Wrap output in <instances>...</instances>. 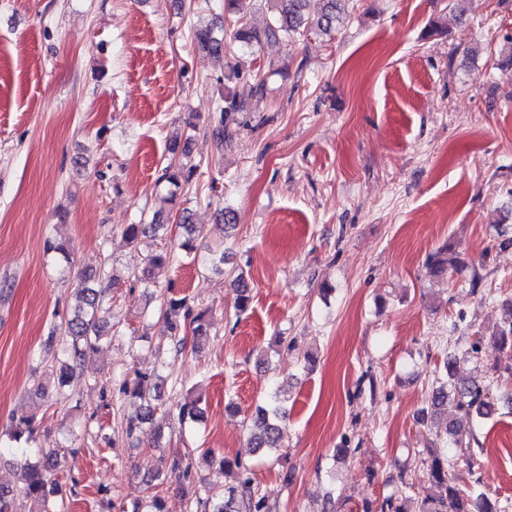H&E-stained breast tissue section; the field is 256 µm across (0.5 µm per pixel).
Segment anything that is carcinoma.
I'll list each match as a JSON object with an SVG mask.
<instances>
[{
    "mask_svg": "<svg viewBox=\"0 0 512 512\" xmlns=\"http://www.w3.org/2000/svg\"><path fill=\"white\" fill-rule=\"evenodd\" d=\"M267 5L268 21L262 27L251 23V16L257 3ZM346 0H225L224 17L226 26L231 29L233 41L253 51L272 39L283 36L314 34L329 36L336 31L345 13ZM195 38L199 49L214 56L224 54V36L215 34L208 27L196 29ZM265 79L261 74L241 81V86L224 95L219 106V115L203 129V135L211 138L220 150L230 145L237 134L241 122L238 114L246 110L248 101L264 93ZM188 157V146L174 144L173 158L160 170L157 183L165 184L171 197L192 185L197 166L180 161L176 155ZM165 227L160 219L150 224H128L123 229L124 237L135 242L148 232L156 233ZM178 227L183 230L182 240L173 246L163 245L157 251L146 256L139 270L138 281L146 288L158 289L160 304L157 309L158 322L162 324L163 335L175 341V349H186L187 336H193L191 349H200V338L207 335L205 314L193 313L189 298L179 296L172 285L159 286L160 276L174 260V251L179 248L186 252L195 249L193 235L195 230L189 225V216L181 212ZM46 254L57 262L71 264L73 247L66 239L49 238L46 241ZM426 265L434 275L440 277L450 270H459L457 261L448 248L440 249L428 255ZM117 277L107 272L97 274L85 271L80 274L77 291L82 296L83 306L61 318L60 323L52 326L44 341V349L56 356L55 379L57 389L67 386L75 376L85 372L86 361L97 350V343L106 335L107 321L105 313L106 298ZM235 305L237 310L247 309L251 299V285L245 275L240 273L234 280ZM508 318L496 327L492 336L503 349L512 351V299L503 301ZM456 357L448 354L438 371L436 385L428 396L426 414L434 418L442 414V408L453 394L456 407L470 418L488 419L496 412V403L491 397L493 383L482 384L475 379L460 378L455 375ZM164 381L156 375L135 372L130 380H124L119 393L130 399H139L146 405V414L137 420H129L120 425L121 433L131 439L141 425L154 411L165 405L163 399ZM180 422H194L199 417L198 399L187 394L174 406ZM286 410L282 405L277 389L268 391L263 404L257 406L251 421L255 431L250 433L247 448L252 452L262 451L275 462L281 461L277 455L283 447ZM33 419L21 418L11 424L9 441L14 443L10 451L18 454L21 464V485L17 489L0 488V512H16V502L30 503V512H67V497H55L56 482L52 470L58 464L61 452L76 454L77 450L54 442L49 449H33L20 445L23 438H32ZM472 426H463L452 419L448 421L445 438L434 443L429 455L421 461V472L428 482L430 491L417 498L416 505L406 506L412 486L406 484L395 494L388 497L378 507L367 502L363 512H508V500L493 496L480 488V479L464 484L453 477V471L460 459H465L469 472L480 466L482 448ZM224 471L238 470V480L234 484L212 486L207 496L196 498V508L200 512H271L267 499L254 487L252 478L247 476L243 461L236 457L223 459ZM192 463L188 456L175 454L168 468L151 477L149 487L155 493L146 496L133 506L132 512H164L162 488L168 478L176 475L187 479L191 474Z\"/></svg>",
    "mask_w": 512,
    "mask_h": 512,
    "instance_id": "1",
    "label": "carcinoma"
}]
</instances>
